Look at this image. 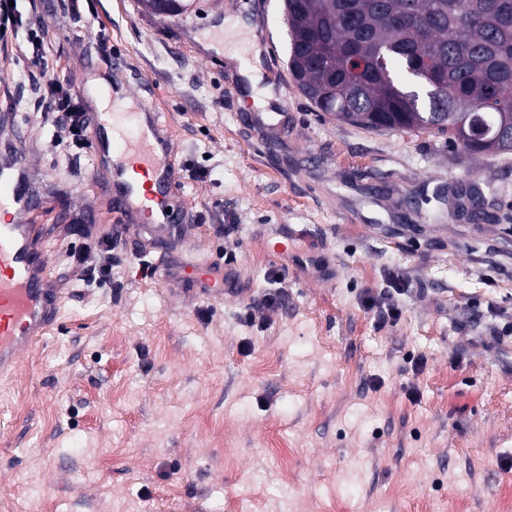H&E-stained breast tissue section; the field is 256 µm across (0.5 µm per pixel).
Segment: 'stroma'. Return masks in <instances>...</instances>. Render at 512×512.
Wrapping results in <instances>:
<instances>
[{
    "mask_svg": "<svg viewBox=\"0 0 512 512\" xmlns=\"http://www.w3.org/2000/svg\"><path fill=\"white\" fill-rule=\"evenodd\" d=\"M188 2L162 19L140 0H19L0 41V163L27 155L62 293L57 327L0 379V512H322L332 497L338 512H497L512 489V337H495L512 325V154L336 122L288 73L283 0ZM228 19L257 45L225 29L205 50ZM255 52L275 124L244 96ZM79 74L159 112L188 213L174 245L127 234L96 282L71 264L88 245L71 226L126 217L110 172L35 106L45 78L72 90ZM471 184L490 222L436 198ZM175 256L230 261L236 290L143 276L141 258Z\"/></svg>",
    "mask_w": 512,
    "mask_h": 512,
    "instance_id": "1",
    "label": "stroma"
}]
</instances>
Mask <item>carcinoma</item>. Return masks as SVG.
<instances>
[{
  "instance_id": "cac0c4a2",
  "label": "carcinoma",
  "mask_w": 512,
  "mask_h": 512,
  "mask_svg": "<svg viewBox=\"0 0 512 512\" xmlns=\"http://www.w3.org/2000/svg\"><path fill=\"white\" fill-rule=\"evenodd\" d=\"M288 72L319 112H370L369 131L448 135L473 154L502 156L493 132L512 114V0H283ZM446 112L463 125L428 120Z\"/></svg>"
}]
</instances>
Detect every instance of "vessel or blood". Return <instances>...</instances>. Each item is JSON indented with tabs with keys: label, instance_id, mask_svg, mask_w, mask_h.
I'll return each instance as SVG.
<instances>
[{
	"label": "vessel or blood",
	"instance_id": "1",
	"mask_svg": "<svg viewBox=\"0 0 512 512\" xmlns=\"http://www.w3.org/2000/svg\"><path fill=\"white\" fill-rule=\"evenodd\" d=\"M131 135L118 132L108 112L90 115L89 145L98 165L112 174L116 202L135 227L158 239L181 232L177 185L170 165L171 139L156 112H133ZM0 208L11 212L0 224V377L14 374L21 356L55 325L59 294L46 261L39 225L30 223L32 197L24 188V166L0 167ZM170 272L223 296L215 275L188 270L176 260Z\"/></svg>",
	"mask_w": 512,
	"mask_h": 512
}]
</instances>
